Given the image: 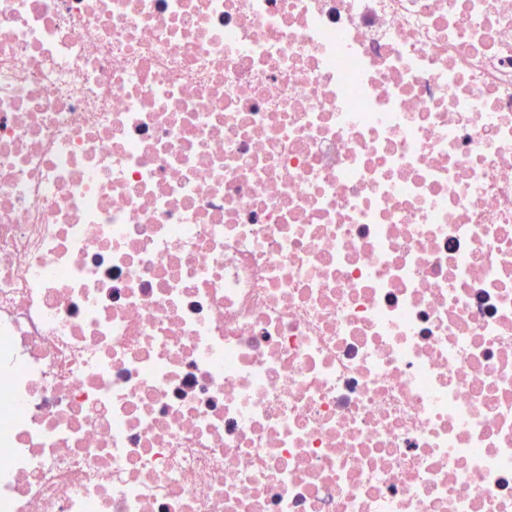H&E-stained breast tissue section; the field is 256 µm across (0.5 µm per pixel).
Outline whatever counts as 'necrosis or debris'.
<instances>
[{
  "instance_id": "4bbe7bcc",
  "label": "necrosis or debris",
  "mask_w": 512,
  "mask_h": 512,
  "mask_svg": "<svg viewBox=\"0 0 512 512\" xmlns=\"http://www.w3.org/2000/svg\"><path fill=\"white\" fill-rule=\"evenodd\" d=\"M0 512H512V0H0Z\"/></svg>"
}]
</instances>
